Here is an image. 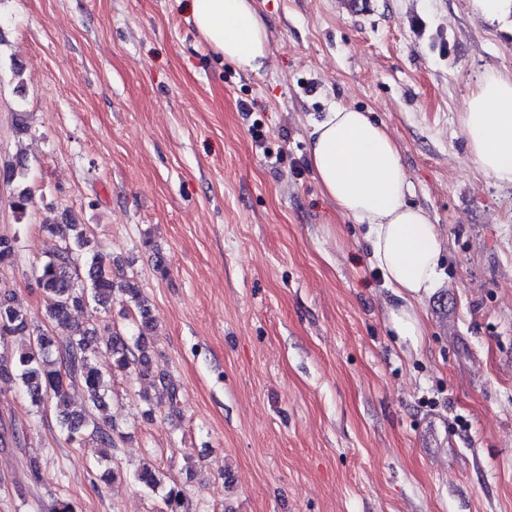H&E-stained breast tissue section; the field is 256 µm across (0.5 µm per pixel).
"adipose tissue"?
Instances as JSON below:
<instances>
[{"label": "adipose tissue", "instance_id": "obj_1", "mask_svg": "<svg viewBox=\"0 0 512 512\" xmlns=\"http://www.w3.org/2000/svg\"><path fill=\"white\" fill-rule=\"evenodd\" d=\"M190 6L195 28L215 53L246 71L263 69L269 35L255 0H191ZM460 122L480 169L512 186V76L485 73ZM308 156L324 196L365 228L371 263L392 295L391 330L417 343L425 333L418 305L440 283L443 241L429 213L406 200L411 185L397 143L369 112L337 105L314 123Z\"/></svg>", "mask_w": 512, "mask_h": 512}]
</instances>
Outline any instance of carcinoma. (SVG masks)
Here are the masks:
<instances>
[{
  "mask_svg": "<svg viewBox=\"0 0 512 512\" xmlns=\"http://www.w3.org/2000/svg\"><path fill=\"white\" fill-rule=\"evenodd\" d=\"M25 170L26 158L21 153L0 167V173L10 184L24 178ZM30 202V188L15 189L12 205L19 216L25 215ZM71 228L73 235L65 237L35 271L45 302L44 323L31 316L17 293H0V341L11 336L27 337L19 347L0 355V379L16 381L21 393L40 411L56 401L60 430L66 442L80 444L89 435L101 447L115 448L116 439L122 434L105 414L110 381L92 360L100 349L98 337L111 336L105 347L112 355V370L132 372L153 389L151 393L145 390L141 394L147 406L145 415H152L164 399L171 410H177L179 389L153 369L152 319L140 289L128 279L117 277L112 263L91 251L82 225L73 224ZM17 251L18 238L0 236V266L12 264ZM79 255L89 261L87 282L76 273L75 257ZM117 297L131 309L136 327L131 336L116 328L109 329L107 323H84L73 318V311L83 308L90 299L106 309ZM74 383L81 384L88 394V402L80 411L66 408V389ZM129 477L144 489L165 490V512H182L184 491L166 486L163 473L154 466L143 463Z\"/></svg>",
  "mask_w": 512,
  "mask_h": 512,
  "instance_id": "obj_1",
  "label": "carcinoma"
}]
</instances>
